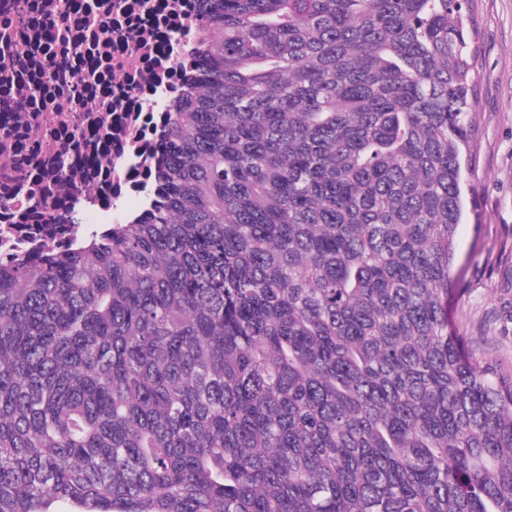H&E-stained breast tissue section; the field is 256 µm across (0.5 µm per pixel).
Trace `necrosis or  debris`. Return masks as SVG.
Segmentation results:
<instances>
[{"mask_svg":"<svg viewBox=\"0 0 512 512\" xmlns=\"http://www.w3.org/2000/svg\"><path fill=\"white\" fill-rule=\"evenodd\" d=\"M197 0H0V259L152 202Z\"/></svg>","mask_w":512,"mask_h":512,"instance_id":"4bbe7bcc","label":"necrosis or debris"}]
</instances>
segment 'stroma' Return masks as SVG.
<instances>
[{
    "instance_id": "35a3bbf8",
    "label": "stroma",
    "mask_w": 512,
    "mask_h": 512,
    "mask_svg": "<svg viewBox=\"0 0 512 512\" xmlns=\"http://www.w3.org/2000/svg\"><path fill=\"white\" fill-rule=\"evenodd\" d=\"M466 26L475 43L465 178L475 209L457 229L452 303L475 355L512 367V0H475Z\"/></svg>"
}]
</instances>
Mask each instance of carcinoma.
<instances>
[{
  "label": "carcinoma",
  "instance_id": "1",
  "mask_svg": "<svg viewBox=\"0 0 512 512\" xmlns=\"http://www.w3.org/2000/svg\"><path fill=\"white\" fill-rule=\"evenodd\" d=\"M155 202L0 261V512H512L454 326L473 0H201Z\"/></svg>",
  "mask_w": 512,
  "mask_h": 512
}]
</instances>
